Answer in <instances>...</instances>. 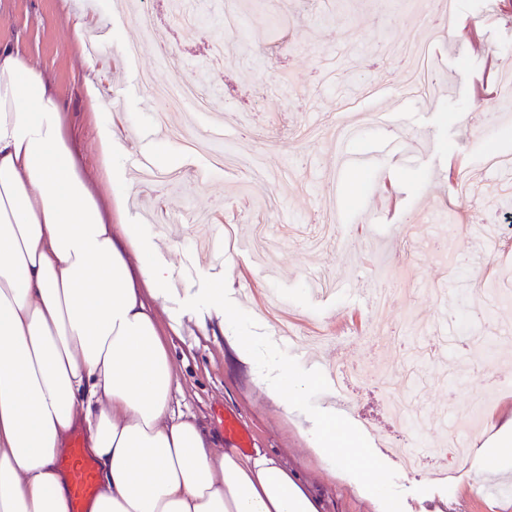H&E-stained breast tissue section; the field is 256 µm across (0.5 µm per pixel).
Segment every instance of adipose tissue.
<instances>
[{
	"label": "adipose tissue",
	"mask_w": 512,
	"mask_h": 512,
	"mask_svg": "<svg viewBox=\"0 0 512 512\" xmlns=\"http://www.w3.org/2000/svg\"><path fill=\"white\" fill-rule=\"evenodd\" d=\"M62 98L0 44V512H71L57 460L80 424L99 478L88 512H323L279 460L216 447L174 409L152 303L175 268L142 225L113 223ZM229 342L272 396L299 399L316 382L259 337Z\"/></svg>",
	"instance_id": "adipose-tissue-1"
}]
</instances>
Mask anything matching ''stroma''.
I'll return each mask as SVG.
<instances>
[{"mask_svg":"<svg viewBox=\"0 0 512 512\" xmlns=\"http://www.w3.org/2000/svg\"><path fill=\"white\" fill-rule=\"evenodd\" d=\"M174 0H0V43L19 47L64 93L67 124L81 161L102 199L126 192L123 220L144 224L151 239L175 236L167 261L195 302L179 331L165 330L176 368L174 400L206 428L223 435L235 417L253 447L278 458L306 482L324 512H376L356 484L358 470L334 473L316 456L314 423L333 411L323 385L302 403L268 395L255 369L239 362L228 339L243 331L271 337L275 351L298 364V352L325 354L327 363L369 373L354 397L369 428L337 417L336 433L372 465L380 447H402V430L388 418L391 398L418 414L455 418L485 403L465 442L490 443L512 415V250L498 212L512 210V194L495 205L462 199L452 190L450 162L460 159L473 184H491L483 152L488 144L512 154V98L480 95L488 55L501 61L500 81L512 85V0H454L451 26L431 41L435 90L426 101L403 98L406 71L396 53L402 38L420 31L424 0H262L241 14L250 50L235 49L224 16L233 0H189V19H177ZM149 6L165 38L145 40L137 17ZM86 14L92 29L110 32L114 53L92 57L72 17ZM138 43L137 55L122 46ZM199 81L224 115V138L209 139L213 117L175 112L176 132L162 157L185 170L179 184L141 185L130 166L139 144L131 127L152 118L160 101L142 81ZM95 81L111 107L89 111L84 97ZM385 91L369 99L367 86ZM345 111L357 133L355 164L337 166L329 129ZM390 113L391 129L374 113ZM120 121L110 159L99 133ZM262 157L271 172L292 169L294 180H252L217 167L216 152ZM396 199L395 211L383 205ZM223 232L227 254L218 267L181 268L200 230ZM212 278L224 281V304L248 315L219 336H201L195 318ZM392 298L388 320L376 326L369 296ZM298 333L289 347L277 331ZM388 493L401 512H512V465L484 471L476 455L454 461L443 482L431 465L417 474L398 457L386 460ZM500 488L497 497L476 492Z\"/></svg>","mask_w":512,"mask_h":512,"instance_id":"stroma-1","label":"stroma"}]
</instances>
